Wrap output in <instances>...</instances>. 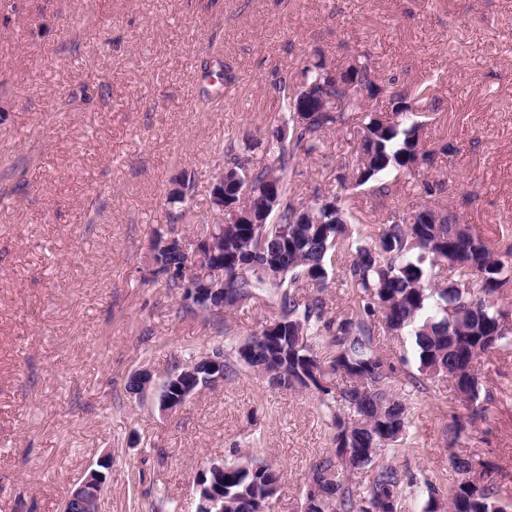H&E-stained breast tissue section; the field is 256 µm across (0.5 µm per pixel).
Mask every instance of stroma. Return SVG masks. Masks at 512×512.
<instances>
[{
    "label": "stroma",
    "mask_w": 512,
    "mask_h": 512,
    "mask_svg": "<svg viewBox=\"0 0 512 512\" xmlns=\"http://www.w3.org/2000/svg\"><path fill=\"white\" fill-rule=\"evenodd\" d=\"M16 0L0 5V512H63L101 457L103 512H196L197 477L230 455L279 467L273 512H301L313 464L332 448L316 391L279 389L243 372L172 413L158 394L175 364L244 340L278 315L265 293L216 317L177 316V290L151 279L154 231L177 232L184 206H206L224 167L219 143L264 140L284 117L278 80L314 54L365 55L389 90L435 83L423 128L432 167L384 175L347 204L376 237L393 195L443 179L432 205L484 237L512 243V0ZM453 155L439 153L443 143ZM358 141L325 135L297 187L336 189ZM187 204L168 191L181 171ZM152 382L132 394V375ZM489 419L467 444L512 496V347L483 356ZM395 390L415 439L388 460L448 485L445 430L463 414L440 379Z\"/></svg>",
    "instance_id": "obj_1"
}]
</instances>
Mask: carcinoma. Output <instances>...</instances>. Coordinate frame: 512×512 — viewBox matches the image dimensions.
Segmentation results:
<instances>
[{
    "instance_id": "cac0c4a2",
    "label": "carcinoma",
    "mask_w": 512,
    "mask_h": 512,
    "mask_svg": "<svg viewBox=\"0 0 512 512\" xmlns=\"http://www.w3.org/2000/svg\"><path fill=\"white\" fill-rule=\"evenodd\" d=\"M327 60L301 70L294 84L279 80L284 120L265 138L264 162L248 170L250 205L240 215L241 182L236 172L249 159L237 153L231 141L224 148V225L209 222L208 213L188 209L179 219L210 234L224 257V280L209 287L224 289V302L233 310L274 291L279 312L271 331L264 329L228 349L211 355L224 360V377L243 371L269 376L279 388L316 390L329 412L335 448L318 460L309 475L303 512H404L407 489L417 478L385 460L395 447L412 439L409 407L395 392L397 368L380 355L374 338L381 334L409 335L415 370L404 373L412 391L448 378L459 395L465 416H455L448 427V447H463L478 420L487 418L478 359L512 346V245L494 243L462 224L456 213L439 209L438 222L411 203L408 211L385 223L376 240L357 225V217L341 205L343 194L380 181L390 170L409 174L433 164L436 151L421 141L423 124L417 111L435 100L434 86L420 82L413 93L393 94L397 121L381 117L374 103L351 94V87L378 91L368 63L351 65L343 82L329 88ZM334 96V112L312 108L296 113L305 98ZM336 129L359 141L352 177L336 176L340 192L330 196L334 206L304 203L298 198L296 178L314 155L323 151V134ZM445 183L423 180L414 194L432 197ZM157 234L151 244L154 271L168 289L184 290L186 308L208 312L199 284L165 277L182 266V253ZM348 258L342 285L352 293L340 317L329 314L322 296L331 258ZM447 267L456 287L448 288L435 270ZM310 285L316 293L298 297L297 288ZM344 376L350 385L335 384ZM456 480L442 489L425 481L422 512H509L512 502L500 498L492 473L495 467L476 453L452 452ZM280 470L255 453L224 461V512H256L255 498L265 481L279 478ZM365 475L355 483L350 476Z\"/></svg>"
}]
</instances>
